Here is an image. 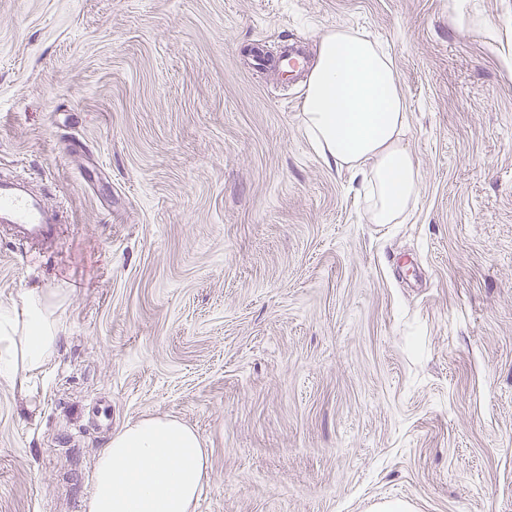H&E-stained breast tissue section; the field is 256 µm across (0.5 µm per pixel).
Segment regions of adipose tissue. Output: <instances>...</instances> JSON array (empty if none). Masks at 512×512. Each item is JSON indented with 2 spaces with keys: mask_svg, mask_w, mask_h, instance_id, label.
Instances as JSON below:
<instances>
[{
  "mask_svg": "<svg viewBox=\"0 0 512 512\" xmlns=\"http://www.w3.org/2000/svg\"><path fill=\"white\" fill-rule=\"evenodd\" d=\"M303 112L325 162L361 175L369 223H402L418 168L403 142L407 104L390 57L351 30L327 31ZM65 303L62 289H32L0 308V376L37 372L54 358ZM208 472L192 428L172 418L142 419L115 433L99 454L86 512H195Z\"/></svg>",
  "mask_w": 512,
  "mask_h": 512,
  "instance_id": "1",
  "label": "adipose tissue"
}]
</instances>
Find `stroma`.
<instances>
[{
  "label": "stroma",
  "instance_id": "35a3bbf8",
  "mask_svg": "<svg viewBox=\"0 0 512 512\" xmlns=\"http://www.w3.org/2000/svg\"><path fill=\"white\" fill-rule=\"evenodd\" d=\"M340 27L391 56L418 194L372 224L306 133ZM0 304L64 289L44 374L0 376V512H85L112 434L200 437L195 512H512V0H0ZM24 175L0 181V226L11 241L27 252V248H48L59 234L56 209L34 194Z\"/></svg>",
  "mask_w": 512,
  "mask_h": 512
}]
</instances>
